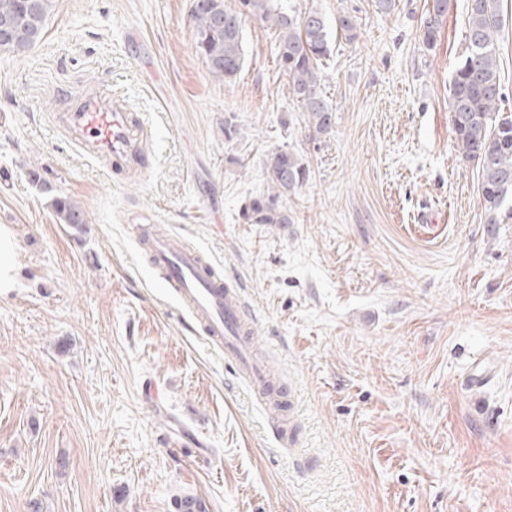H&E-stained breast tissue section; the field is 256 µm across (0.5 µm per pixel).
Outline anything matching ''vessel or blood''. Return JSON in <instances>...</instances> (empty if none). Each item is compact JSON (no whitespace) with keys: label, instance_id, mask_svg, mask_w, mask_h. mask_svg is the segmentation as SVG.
I'll use <instances>...</instances> for the list:
<instances>
[{"label":"vessel or blood","instance_id":"obj_1","mask_svg":"<svg viewBox=\"0 0 512 512\" xmlns=\"http://www.w3.org/2000/svg\"><path fill=\"white\" fill-rule=\"evenodd\" d=\"M52 123L82 155L122 172L140 175L148 168L147 126L111 86L73 96L66 108L53 113ZM133 231L146 239L151 263L165 271L169 288L182 299L199 331L246 373L260 394L275 391L265 365L244 335L242 308L223 276L198 251L150 235L140 224Z\"/></svg>","mask_w":512,"mask_h":512}]
</instances>
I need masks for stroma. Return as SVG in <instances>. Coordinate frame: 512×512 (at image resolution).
Returning a JSON list of instances; mask_svg holds the SVG:
<instances>
[{
    "mask_svg": "<svg viewBox=\"0 0 512 512\" xmlns=\"http://www.w3.org/2000/svg\"><path fill=\"white\" fill-rule=\"evenodd\" d=\"M280 2L332 29L321 138L273 28L246 23L244 66L218 81L190 0H52L41 41L0 54V226L18 245L0 292V512H178L188 496L206 512H512V218L487 223L449 108L466 0H448L431 47L427 0ZM107 82L150 126L133 181L51 122ZM281 148L310 168L292 223H243ZM59 195L84 224L58 223ZM139 212L234 278L288 422L189 331L131 232ZM478 362L488 381L466 392Z\"/></svg>",
    "mask_w": 512,
    "mask_h": 512,
    "instance_id": "obj_1",
    "label": "stroma"
}]
</instances>
